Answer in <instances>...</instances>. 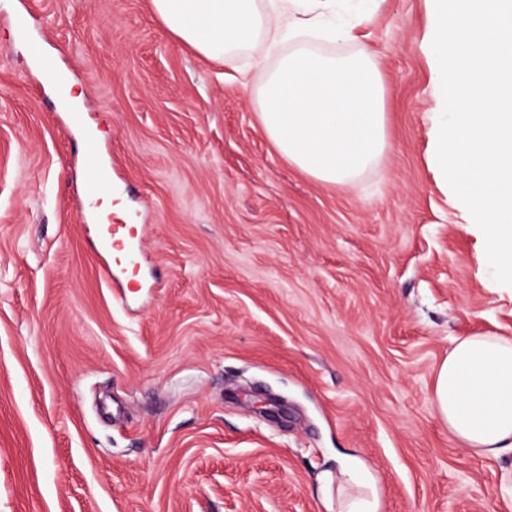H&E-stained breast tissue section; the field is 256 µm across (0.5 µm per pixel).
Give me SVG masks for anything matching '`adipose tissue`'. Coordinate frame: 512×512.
Returning a JSON list of instances; mask_svg holds the SVG:
<instances>
[{
	"label": "adipose tissue",
	"mask_w": 512,
	"mask_h": 512,
	"mask_svg": "<svg viewBox=\"0 0 512 512\" xmlns=\"http://www.w3.org/2000/svg\"><path fill=\"white\" fill-rule=\"evenodd\" d=\"M333 0H288L270 11L257 0H151L180 42L215 61L258 41L277 43ZM267 139L315 181L340 187L358 180L390 147L386 87L371 55H327L300 45L267 73L256 94ZM437 414L464 447L486 458L512 456V338L475 334L455 339L433 387ZM336 512H380L381 476L365 459L343 454L320 477Z\"/></svg>",
	"instance_id": "adipose-tissue-1"
}]
</instances>
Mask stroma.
<instances>
[{
  "mask_svg": "<svg viewBox=\"0 0 512 512\" xmlns=\"http://www.w3.org/2000/svg\"><path fill=\"white\" fill-rule=\"evenodd\" d=\"M352 5L304 39L374 55L391 147L336 188L257 117L292 40L224 63L150 0H0V512H328L317 477L340 452L380 472L382 512H512V457L464 448L433 403L455 338L512 337V287L427 162V2L378 0L350 41ZM35 42L99 134L113 223L138 227L128 303Z\"/></svg>",
  "mask_w": 512,
  "mask_h": 512,
  "instance_id": "obj_1",
  "label": "stroma"
}]
</instances>
